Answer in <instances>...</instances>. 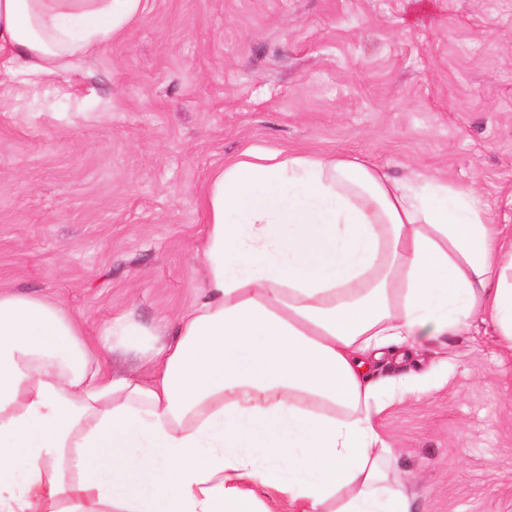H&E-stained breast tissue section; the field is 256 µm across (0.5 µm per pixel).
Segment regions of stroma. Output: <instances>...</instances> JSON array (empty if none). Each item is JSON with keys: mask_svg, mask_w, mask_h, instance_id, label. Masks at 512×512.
I'll return each instance as SVG.
<instances>
[{"mask_svg": "<svg viewBox=\"0 0 512 512\" xmlns=\"http://www.w3.org/2000/svg\"><path fill=\"white\" fill-rule=\"evenodd\" d=\"M144 0L81 72L0 76V287L173 342L204 279L199 199L242 152L442 173L512 225V0ZM380 415L418 512H512V359L490 328L408 360Z\"/></svg>", "mask_w": 512, "mask_h": 512, "instance_id": "obj_1", "label": "stroma"}]
</instances>
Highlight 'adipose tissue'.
Instances as JSON below:
<instances>
[{
  "mask_svg": "<svg viewBox=\"0 0 512 512\" xmlns=\"http://www.w3.org/2000/svg\"><path fill=\"white\" fill-rule=\"evenodd\" d=\"M143 0H0V74L77 72ZM206 285L147 377L58 305L0 291V512H413L375 367L491 326L512 231L474 190L365 157L243 154L210 177Z\"/></svg>",
  "mask_w": 512,
  "mask_h": 512,
  "instance_id": "ef3b65f1",
  "label": "adipose tissue"
}]
</instances>
